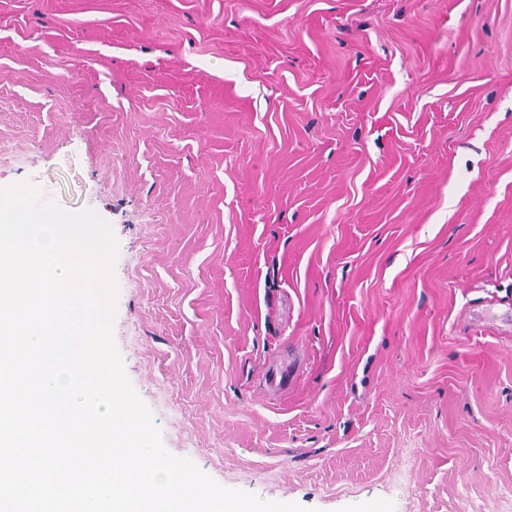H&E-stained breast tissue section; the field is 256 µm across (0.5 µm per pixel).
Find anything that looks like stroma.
Wrapping results in <instances>:
<instances>
[{"label":"stroma","mask_w":512,"mask_h":512,"mask_svg":"<svg viewBox=\"0 0 512 512\" xmlns=\"http://www.w3.org/2000/svg\"><path fill=\"white\" fill-rule=\"evenodd\" d=\"M89 208L166 449L311 512H511L512 0H0V188Z\"/></svg>","instance_id":"stroma-1"}]
</instances>
